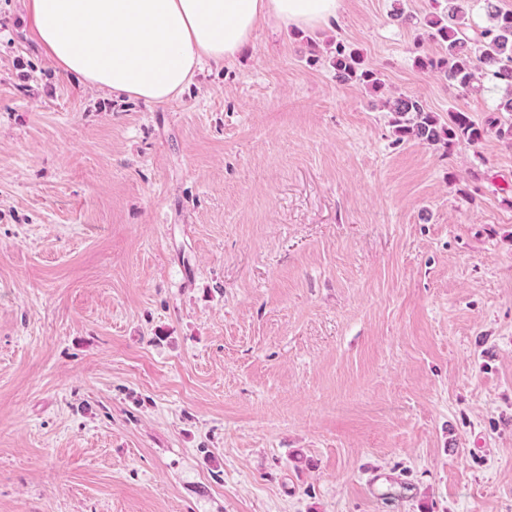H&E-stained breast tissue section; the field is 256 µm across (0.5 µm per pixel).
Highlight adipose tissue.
<instances>
[{"label": "adipose tissue", "mask_w": 512, "mask_h": 512, "mask_svg": "<svg viewBox=\"0 0 512 512\" xmlns=\"http://www.w3.org/2000/svg\"><path fill=\"white\" fill-rule=\"evenodd\" d=\"M341 0H23L44 55L118 97L178 98L203 63L233 61L273 21L313 29Z\"/></svg>", "instance_id": "adipose-tissue-1"}]
</instances>
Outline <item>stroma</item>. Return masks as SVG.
Listing matches in <instances>:
<instances>
[{"label":"stroma","instance_id":"obj_1","mask_svg":"<svg viewBox=\"0 0 512 512\" xmlns=\"http://www.w3.org/2000/svg\"><path fill=\"white\" fill-rule=\"evenodd\" d=\"M393 9L260 27L147 104L0 0V512H512V146L382 106L501 93ZM363 58L361 54L350 46L340 42L336 44V56H334L333 67L336 70V78L341 82H347L353 79H359L371 82L372 87H378V82L374 74L369 70H364ZM386 107L393 114L392 123L399 140L413 138L432 145L443 142L450 148L457 141L476 146L486 136L494 134L512 144V121L502 124L494 118L479 124L469 112L461 110H449L448 122L441 121L421 98L407 94L389 99Z\"/></svg>","mask_w":512,"mask_h":512}]
</instances>
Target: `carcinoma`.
<instances>
[{"instance_id":"cac0c4a2","label":"carcinoma","mask_w":512,"mask_h":512,"mask_svg":"<svg viewBox=\"0 0 512 512\" xmlns=\"http://www.w3.org/2000/svg\"><path fill=\"white\" fill-rule=\"evenodd\" d=\"M489 22L479 25L469 17L470 0H448L447 13L428 19L422 31L414 36L418 53L417 64L422 69L439 70L449 82L467 89L474 80L494 87L505 86L507 96L497 111L512 112V11H503L494 0H485ZM437 42L443 54L434 57L425 52V45ZM333 67L341 82L359 79L378 87L374 74L363 69L361 54L336 42ZM386 107L393 114V126L399 138H410L436 145L440 142L453 146L459 141L476 146L493 134L512 144V122L502 123L494 118L484 124L461 110L448 111V121L441 120L427 104L414 95L400 94L388 101Z\"/></svg>"}]
</instances>
